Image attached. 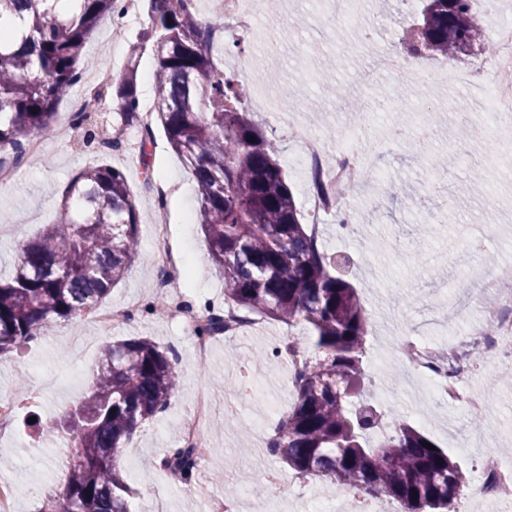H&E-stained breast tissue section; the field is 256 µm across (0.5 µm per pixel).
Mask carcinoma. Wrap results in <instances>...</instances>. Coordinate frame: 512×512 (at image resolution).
<instances>
[{"label":"carcinoma","instance_id":"cac0c4a2","mask_svg":"<svg viewBox=\"0 0 512 512\" xmlns=\"http://www.w3.org/2000/svg\"><path fill=\"white\" fill-rule=\"evenodd\" d=\"M47 0H0L6 17L28 13L20 45L0 36V152L20 163L29 138L53 130L58 106L79 82L83 46L99 21L124 10L123 0H77L68 16ZM149 27L116 73L102 67L116 122L141 124L137 73L141 58L157 60L156 121L194 177L198 223L209 255L224 274V301L248 314L301 328L324 354L294 378L296 400L270 440V451L299 474L319 476L367 495L402 502L407 512L445 509L469 476L408 423L363 398L367 318L356 289L319 251L305 227L277 150L247 112L245 85L224 69L213 36L224 16L201 24L185 0H149ZM482 25L471 0H423L419 22L404 34L413 55L460 58L473 53ZM89 95L80 123L98 111ZM83 147L94 154L122 147L87 127ZM125 175L99 163L72 178L64 216L19 248L13 271L0 278V357L61 321L82 317L124 276L138 254L139 207ZM224 330L208 309L198 336ZM180 377L168 353L146 338L106 343L82 400L65 415L36 421L43 435L70 447L61 493L39 512H128L120 461L123 443L142 421L164 409ZM195 449L178 448L165 463L195 468Z\"/></svg>","mask_w":512,"mask_h":512}]
</instances>
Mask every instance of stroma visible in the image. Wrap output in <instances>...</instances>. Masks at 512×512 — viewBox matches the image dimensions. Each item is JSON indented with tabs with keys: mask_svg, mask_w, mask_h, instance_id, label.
<instances>
[{
	"mask_svg": "<svg viewBox=\"0 0 512 512\" xmlns=\"http://www.w3.org/2000/svg\"><path fill=\"white\" fill-rule=\"evenodd\" d=\"M417 7L418 0H393L387 27L366 40L333 23L315 32L307 30L309 0H282L276 10H263L262 15L270 20L275 12L292 11L294 18L285 25L288 39L282 44L283 52L289 62L303 61L315 67L316 73L307 82L267 62L263 49L272 30L266 26L255 36L254 73L247 86L253 98L267 86H287L293 100L306 102L315 123L325 131L359 124L364 112L371 117L373 161L398 176L407 190L398 192L387 183L366 185L353 193L348 210L357 226L346 249L348 280L359 294L368 321L363 366L368 369L378 363L384 370L381 381H368L367 388L376 405L389 408L392 415L420 429L471 475L478 460L488 453L512 466V365L477 360L473 385L489 397L493 410L475 427L470 410L430 400L413 385L400 387L409 371L400 358L398 343L407 333L444 344L456 330L477 320V311L459 290L458 266L468 261L469 241L486 225H493L502 235H512V152H490L480 116L457 114L445 107L448 98L462 94L464 85L489 80L492 17L485 14L480 0H475L473 9L482 15L485 48L453 65L445 59L409 54L400 45ZM147 25L145 0H138L136 9L122 18L103 19L85 45L83 65L107 63L122 70L131 43ZM389 51L400 55L406 75L380 74L376 86L358 84V73L368 67L373 56ZM452 65L462 72L463 85L416 86L407 78L408 72L417 69L436 74ZM394 86L404 98L405 129L415 130L422 114L428 113L440 130V139L428 154L418 153L412 138L395 143L388 140L386 124L394 103L380 91ZM284 110L283 102L274 99L268 108H256L255 113L266 136L274 139L277 157L287 165L288 184L301 204L306 175L288 164L297 156L298 147L273 130L278 113ZM80 134L73 113L59 105L39 162L23 166L13 182L0 184V273H10L22 243L57 220L70 180L95 163V156L78 151ZM140 137L138 129H128L121 149L104 158L105 164L125 173L138 195L144 192ZM151 152L155 178L179 184L180 190L163 203L141 205L138 256L103 303L117 306L131 297L151 301L157 272L150 262L156 241L149 229L157 207L162 206L169 214L174 244L185 261L199 265L198 270L185 272L188 298L200 305L223 306L224 277L212 263L197 221L193 177L164 134H157ZM397 241L419 244L420 256L401 264L393 252ZM287 334V325L260 320L251 333L217 339L207 365L201 368L192 356L189 340L176 325L143 313L116 331L80 319L67 322L17 353L0 358V396L13 395L24 383L46 387L43 397L22 407L15 432L0 435V478L34 490L33 495L17 501L16 512H39L45 495L63 485V472L56 466L52 448L43 446L41 437L28 427V419L34 414L44 419L60 417L66 407L84 396L103 343L132 337L150 339L173 353L172 364L181 380L166 410L143 421L125 445L121 468L130 488L128 500L137 512H220L229 491L254 487L260 472L267 468L282 475L281 486L265 491L267 512H308L315 494L323 496L333 512H353L358 506L356 489L336 486L325 478L299 477L259 448L255 425L264 422L275 427L279 413L288 412L295 402L294 390L287 387V365L266 357ZM201 391L208 394L213 408L211 453L190 481L183 483L152 470L151 464L168 452ZM27 444L36 446V453H24Z\"/></svg>",
	"mask_w": 512,
	"mask_h": 512,
	"instance_id": "stroma-1",
	"label": "stroma"
}]
</instances>
